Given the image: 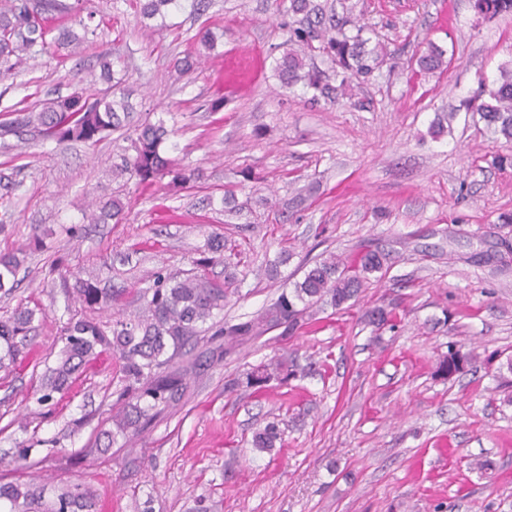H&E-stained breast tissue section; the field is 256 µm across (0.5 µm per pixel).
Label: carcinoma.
Masks as SVG:
<instances>
[{"label":"carcinoma","mask_w":512,"mask_h":512,"mask_svg":"<svg viewBox=\"0 0 512 512\" xmlns=\"http://www.w3.org/2000/svg\"><path fill=\"white\" fill-rule=\"evenodd\" d=\"M180 0H135L137 12L146 19L165 20L169 10ZM477 13L485 18L512 14V0H475ZM81 0H4L0 5V81L14 75L15 63L22 54L46 50L47 22L53 17L63 19L56 27V48H67L82 41L74 28L88 33V24L81 15ZM282 25L288 29V40L275 61L274 72L283 92L297 89L310 95L316 103L334 105L352 96L354 84L373 77L390 53L381 42L368 46L363 38L364 26L350 16L341 18L327 14L318 0H288ZM326 56L341 70L339 84L323 80L319 71L306 66L312 52ZM446 51L431 45L417 59L418 72L433 74L447 67ZM101 78L112 81L110 91L90 93L80 88L66 97L43 100L32 108L14 109L0 121V146L10 147V140L22 141L37 136L44 142L97 143L107 133L124 126L133 105L121 91L123 78L107 56H99ZM466 110L476 112L496 136L512 141V65L504 63L498 74L481 76L477 95L464 102ZM169 131L165 122L136 126L131 138L133 155L124 159L117 173L127 175L138 186H148L166 175L173 181L186 182L191 175L175 167L164 156V144ZM24 186L21 169L0 171V190L9 197ZM125 219V206L114 197L99 207V214L90 216L92 224L108 220L120 224ZM207 252L195 260L196 272L177 278L160 271L152 284L139 289L143 314L134 320L120 318H69L62 329L64 345L56 367L48 371L44 393L39 401L46 402L53 394L69 389L90 362L104 354L118 363L123 387L118 393L120 410L110 419L111 426L101 427L93 447L87 452H106L117 437L144 432L153 421L180 404L188 390L186 377L192 369L190 355L195 345L206 338L224 346L210 350L211 358L221 360L241 344L254 341L268 331L283 327L292 332L299 326V316L320 303L335 310L345 308L360 293L370 276L383 271L386 255L368 250L350 259L331 255L307 269L301 280L289 291L281 292L262 312L245 321L224 320V305L238 293V263L224 255V237L212 234L207 239ZM20 259L13 253L0 254V290H12L7 276L13 273ZM224 265V280L209 277L208 269ZM52 271L62 272L66 294L76 297L90 310L103 312L112 308L117 296L98 288L92 279L81 278L67 269L65 260L57 258ZM34 312L17 310L0 320V369L11 371L22 362L23 351L18 341L32 331ZM364 322L372 333L395 328L396 314L384 306H376L365 314ZM471 353L448 352L440 360L437 373L452 378L462 373L471 362ZM296 376L294 360L283 353L267 363H261L245 373V381L230 384L234 388L244 383L249 388H262L273 380L286 382ZM283 432L276 422H269L255 432L252 447L268 452L282 441ZM0 512H96L93 492L78 488H63L53 496L31 483H0Z\"/></svg>","instance_id":"cac0c4a2"}]
</instances>
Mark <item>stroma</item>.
Listing matches in <instances>:
<instances>
[{
  "label": "stroma",
  "instance_id": "obj_1",
  "mask_svg": "<svg viewBox=\"0 0 512 512\" xmlns=\"http://www.w3.org/2000/svg\"><path fill=\"white\" fill-rule=\"evenodd\" d=\"M390 60L335 106L279 94L275 60L288 34L282 0H213L205 13L181 0L162 28L134 9L87 0L95 29L78 49L27 58L0 83V111L70 94L98 53L121 58L132 124L171 112L182 185L148 189L114 176L126 130L96 144L31 139L0 154L25 183L0 214V253L21 259L18 286L0 294V319L35 310L28 360L0 372V482L89 487L98 512H512V402L498 375L512 358V143L492 141L462 111L479 74L512 60V15L479 20L474 0H350ZM211 31L212 49L197 35ZM444 71L421 75L428 43ZM202 61L183 72L187 53ZM223 97L214 112L211 101ZM459 113L432 138L436 113ZM240 204L227 215L220 200ZM117 196L122 224H90L88 202ZM240 243L241 295L231 320L255 315L306 266L364 248L383 251L385 272L348 310L314 311L291 335L273 330L191 373L180 405L127 445L88 453L121 386L116 364L93 361L68 393L39 402L42 378L70 316L93 312L68 299L52 261L119 288L125 317L154 272L192 269L207 235ZM287 253L276 272L266 263ZM393 307L395 331L374 340L362 320ZM474 359L437 376L449 347ZM292 353L296 378L262 391L239 386L249 367ZM278 422L283 444L253 451L254 431ZM484 469H474V462Z\"/></svg>",
  "mask_w": 512,
  "mask_h": 512
}]
</instances>
